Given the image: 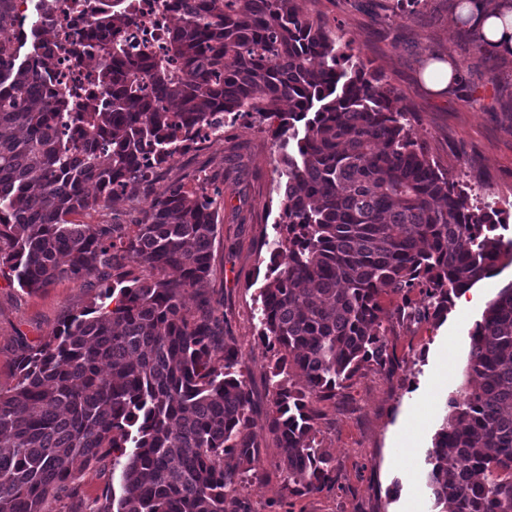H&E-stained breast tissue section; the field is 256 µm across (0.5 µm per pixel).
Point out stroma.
<instances>
[{
	"label": "stroma",
	"mask_w": 512,
	"mask_h": 512,
	"mask_svg": "<svg viewBox=\"0 0 512 512\" xmlns=\"http://www.w3.org/2000/svg\"><path fill=\"white\" fill-rule=\"evenodd\" d=\"M302 11L359 49L368 67L394 89L419 144L449 178L499 197L512 238V62L499 90L487 89L484 58L463 38L448 0H423L417 13L393 12L391 0H299ZM459 63L468 90L430 91L423 72L432 57ZM278 149L265 126L245 117L225 127L209 146L177 155L156 186L205 174L220 187L213 273L205 288L223 301L224 318L243 353L253 394L254 431L262 445L259 476L246 480L240 497L248 512H432L422 480L424 458L448 411L451 391L465 381L469 332L497 292L512 283V266L474 285L465 308L451 307L445 320L400 314L401 296L381 299L383 326L394 372L363 366L331 400H313L317 439L331 457V491H289L274 436L266 426L272 410L273 353L257 337L255 299L275 241L280 209L276 191ZM97 290L81 281H60L28 294L0 279V388L14 385L23 343L51 336L71 315L91 304ZM121 466L104 458L48 499L45 512H91L121 487Z\"/></svg>",
	"instance_id": "35a3bbf8"
}]
</instances>
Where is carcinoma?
<instances>
[{
  "label": "carcinoma",
  "mask_w": 512,
  "mask_h": 512,
  "mask_svg": "<svg viewBox=\"0 0 512 512\" xmlns=\"http://www.w3.org/2000/svg\"><path fill=\"white\" fill-rule=\"evenodd\" d=\"M160 52L129 55L131 0H90L85 43L99 92L53 88L50 32L0 41V276L28 293L96 280L92 305L24 345L0 389V512H43L92 463L125 459L123 494L94 512H242L239 476L261 443L234 337L201 297L212 274L219 188L172 181L134 228L71 216L137 200L203 129L250 117L278 142L279 240L260 288L274 352L269 431L289 491L333 487L310 399L366 363L392 370L379 298L443 320L452 296L512 264L501 210L470 203L414 139L392 87L298 0H169ZM448 0L497 88L508 56ZM0 0V29L14 25ZM25 56H20L21 49ZM419 289L423 304L408 294ZM469 380L426 455L438 512H512V283L470 334ZM298 376L297 387L292 378Z\"/></svg>",
  "instance_id": "1"
}]
</instances>
